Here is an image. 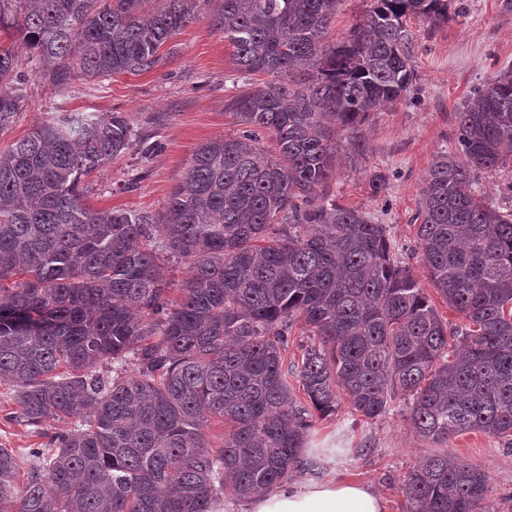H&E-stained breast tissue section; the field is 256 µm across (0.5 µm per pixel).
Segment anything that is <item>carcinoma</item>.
<instances>
[{
  "label": "carcinoma",
  "instance_id": "carcinoma-1",
  "mask_svg": "<svg viewBox=\"0 0 512 512\" xmlns=\"http://www.w3.org/2000/svg\"><path fill=\"white\" fill-rule=\"evenodd\" d=\"M338 0H0V134L35 74L147 72L200 15L224 34L244 85L228 104L246 127L201 145L165 210L96 209L82 179L151 144L120 112L40 120L0 149V380L18 418L73 427L19 460L0 448V512H214L229 488L266 493L298 469L315 418L341 395L367 420L412 398L424 439L512 436V211L474 190L512 156V66L456 113L458 147L432 161L417 235L431 281L466 319L448 324L386 226L336 203L339 138L416 79L414 18L448 22L449 0H372L342 42ZM275 152L259 147L264 137ZM188 261L169 298L161 255ZM310 339L286 368L288 331ZM112 362L113 376L97 371ZM297 378L303 404L288 383ZM231 424L224 446L208 418ZM405 512H491L487 473L443 451L402 481Z\"/></svg>",
  "mask_w": 512,
  "mask_h": 512
}]
</instances>
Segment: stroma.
<instances>
[{"mask_svg":"<svg viewBox=\"0 0 512 512\" xmlns=\"http://www.w3.org/2000/svg\"><path fill=\"white\" fill-rule=\"evenodd\" d=\"M451 9L448 22L437 28L414 25L416 80L400 101L374 113L362 126L364 152L343 146L334 194L339 204L363 210L386 225L396 261L409 267L440 318L453 329L463 318L433 287L412 217L432 160L456 149L457 112L477 87L512 65V13L502 12L501 0H451ZM167 48L150 71L77 81L61 92L43 78L31 77L26 89L30 106L12 130L0 136V147L26 135L37 120L61 112L124 113L156 149L145 158L135 148L104 165L85 181L86 201L96 208L161 212L195 150L240 132L227 108L234 94L229 78L235 65L223 34L203 18ZM379 173L386 186L374 194L369 180ZM131 178L137 181L132 188L127 185ZM477 180L487 204L512 211V161L479 172ZM15 410L10 387L0 381V448L22 454L40 447L43 434L66 428L48 419L41 433H34L15 419ZM443 449L486 471L493 512H512V447L506 439L468 431L444 446L428 442L414 430L401 400L375 420L364 419L349 402H342L335 415L316 421L306 440L304 453L317 460L318 469L298 471L294 478L362 482L383 499L386 512H404L399 489L403 476Z\"/></svg>","mask_w":512,"mask_h":512,"instance_id":"stroma-1","label":"stroma"}]
</instances>
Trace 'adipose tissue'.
<instances>
[{
	"label": "adipose tissue",
	"mask_w": 512,
	"mask_h": 512,
	"mask_svg": "<svg viewBox=\"0 0 512 512\" xmlns=\"http://www.w3.org/2000/svg\"><path fill=\"white\" fill-rule=\"evenodd\" d=\"M251 512H385L383 500L360 482L327 479L284 485L252 499Z\"/></svg>",
	"instance_id": "adipose-tissue-1"
}]
</instances>
